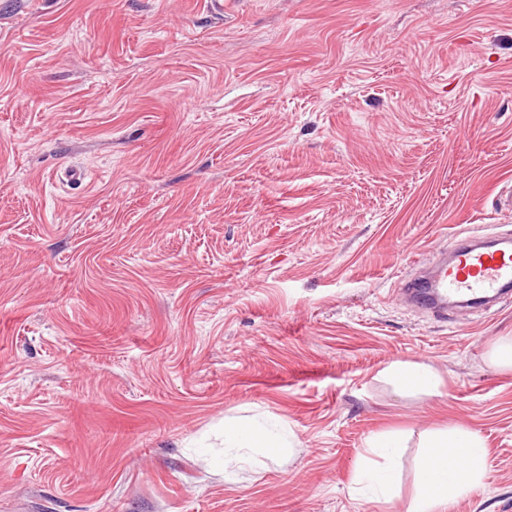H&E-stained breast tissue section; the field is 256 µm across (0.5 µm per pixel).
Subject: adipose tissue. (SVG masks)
Masks as SVG:
<instances>
[{
	"instance_id": "adipose-tissue-1",
	"label": "adipose tissue",
	"mask_w": 512,
	"mask_h": 512,
	"mask_svg": "<svg viewBox=\"0 0 512 512\" xmlns=\"http://www.w3.org/2000/svg\"><path fill=\"white\" fill-rule=\"evenodd\" d=\"M387 372L402 392L434 395L442 384L438 373L423 364L394 362ZM402 441L398 432L375 434L362 457L357 480L371 488L376 499H390L399 490L394 462ZM289 445L288 434L274 424L247 420L224 425V446L230 450L274 455ZM422 446L418 484L407 501L406 512H450L459 499L480 486L486 477L484 442L476 433L445 427L425 432Z\"/></svg>"
}]
</instances>
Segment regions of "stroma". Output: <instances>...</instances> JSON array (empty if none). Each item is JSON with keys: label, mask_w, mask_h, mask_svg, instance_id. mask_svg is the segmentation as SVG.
Masks as SVG:
<instances>
[{"label": "stroma", "mask_w": 512, "mask_h": 512, "mask_svg": "<svg viewBox=\"0 0 512 512\" xmlns=\"http://www.w3.org/2000/svg\"><path fill=\"white\" fill-rule=\"evenodd\" d=\"M511 187L512 0H0V512H405L446 425L487 449L451 512H512V297L400 294ZM258 415L293 451L227 476ZM385 371L394 378L400 392L414 391L426 395L439 393L442 380L430 367L405 362H393ZM402 441L403 436L399 432L375 434L368 444L367 454L362 456L357 480L374 491L375 500H388L399 490L394 462L397 448L402 447Z\"/></svg>", "instance_id": "obj_1"}]
</instances>
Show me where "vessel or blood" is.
Instances as JSON below:
<instances>
[{"label": "vessel or blood", "instance_id": "1", "mask_svg": "<svg viewBox=\"0 0 512 512\" xmlns=\"http://www.w3.org/2000/svg\"><path fill=\"white\" fill-rule=\"evenodd\" d=\"M430 270L411 279L404 290L408 302L437 318L449 306L495 301L512 291V248L469 244L455 248L452 259L436 254Z\"/></svg>", "mask_w": 512, "mask_h": 512}]
</instances>
